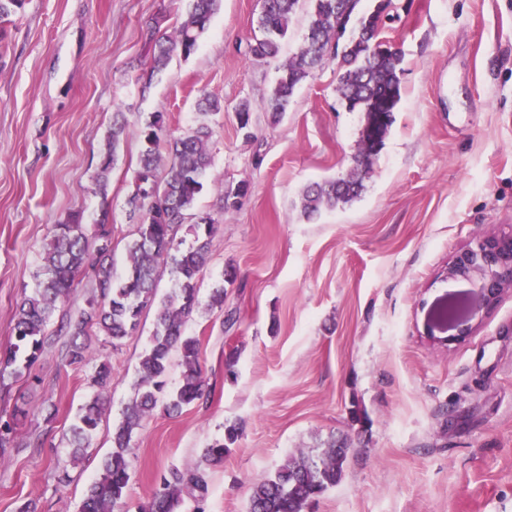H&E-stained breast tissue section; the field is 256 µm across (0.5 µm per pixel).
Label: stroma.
Here are the masks:
<instances>
[{
  "label": "stroma",
  "mask_w": 512,
  "mask_h": 512,
  "mask_svg": "<svg viewBox=\"0 0 512 512\" xmlns=\"http://www.w3.org/2000/svg\"><path fill=\"white\" fill-rule=\"evenodd\" d=\"M188 0H25L0 39V350L54 224L77 212L87 228L108 215L115 269L137 229L126 199L141 150L139 126L166 113L178 137L208 123L212 166L197 200L216 232L198 279L209 303L187 335L200 343L207 400L154 411L133 437L125 512H139L173 466L205 469V512H246L255 484L287 458L347 438L341 481L315 512H512V287L463 336L431 342L433 304L459 289L443 270L476 241L512 230V0H392L384 39L400 52L402 98L382 150L353 201L301 213L308 185L345 174L362 115L338 91L335 59L298 86L271 123L262 104L307 32L299 0L279 60H253L262 0H222L190 56L151 73L153 40L172 34ZM210 96L223 111L201 116ZM254 109L252 139L235 109ZM127 139L106 194L94 176L112 115ZM249 193L224 207L239 182ZM156 307L112 346L94 334V362L65 357L55 336L31 375L6 378L0 415L29 414L0 452V512H78L112 452L133 395ZM235 357L233 375L224 362ZM109 361L107 409L71 462L70 427ZM367 414L366 423L353 413ZM242 428L221 464L205 452L229 424ZM43 447H33L34 438ZM70 479H57L56 465Z\"/></svg>",
  "instance_id": "stroma-1"
}]
</instances>
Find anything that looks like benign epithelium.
<instances>
[{
  "label": "benign epithelium",
  "mask_w": 512,
  "mask_h": 512,
  "mask_svg": "<svg viewBox=\"0 0 512 512\" xmlns=\"http://www.w3.org/2000/svg\"><path fill=\"white\" fill-rule=\"evenodd\" d=\"M444 276L479 284V302H469L466 318L492 306L512 286V233L480 240L458 253L444 269Z\"/></svg>",
  "instance_id": "benign-epithelium-1"
}]
</instances>
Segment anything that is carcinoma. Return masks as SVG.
I'll list each match as a JSON object with an SVG mask.
<instances>
[{
  "instance_id": "carcinoma-1",
  "label": "carcinoma",
  "mask_w": 512,
  "mask_h": 512,
  "mask_svg": "<svg viewBox=\"0 0 512 512\" xmlns=\"http://www.w3.org/2000/svg\"><path fill=\"white\" fill-rule=\"evenodd\" d=\"M221 0H189L179 26L170 36L154 44L151 71L165 68L173 54L194 53ZM299 0H263L258 19L261 35L249 44L255 60L278 57L281 41L287 36ZM307 33L302 46L278 68L264 109L277 122L288 107L295 89L327 56L337 60V90L351 111L363 114L358 151L352 158L348 178L315 183L303 194L302 211L312 219L326 208L359 197L373 159L378 155L393 123V112L401 100V55H379L375 43L380 38L382 15L359 10L361 0H311ZM238 129L253 137L252 106L243 101L235 109ZM167 115L154 112L140 129L143 149L134 171L127 206L139 215L136 237L126 246L124 273L116 274L113 259L112 225L101 220L88 235L80 215L54 225L50 240L36 272V286L16 304L14 342L0 355V380L5 373L20 377L31 371L44 352L46 328L73 288L88 278L101 301H91L76 317H63L57 334L71 337L66 357L71 364L91 360L89 345L79 341L96 328L117 347L139 326L145 308L157 295V280L168 271L174 287L161 299L150 337L141 357L135 395L112 433V454L102 463L97 478L88 486L80 512H121L131 479L129 455L135 432L157 407L168 413L208 396L200 366L199 341L185 334V326L199 312L197 280L208 263L215 232L214 219L194 213L195 203L212 165L209 143L211 127L200 122L184 135L168 137ZM128 118L115 112L95 186L106 195L109 174L121 149ZM188 224L192 240L186 247L175 242L179 227ZM179 352L181 384L164 399L170 354ZM112 381L111 366L97 365L93 382L100 391L88 401L72 425L71 461L89 446L106 400L104 393ZM26 410L15 408L13 423H0V447L12 441L14 425L25 418ZM240 435L229 426L225 438L206 449L212 463L224 461V452ZM351 448L348 440L331 441L316 454L301 452L289 458L269 478L252 489L247 512H311L318 498L343 477ZM208 494V476L198 467H171L156 482L142 512H178L184 497L196 503L197 512Z\"/></svg>"
}]
</instances>
